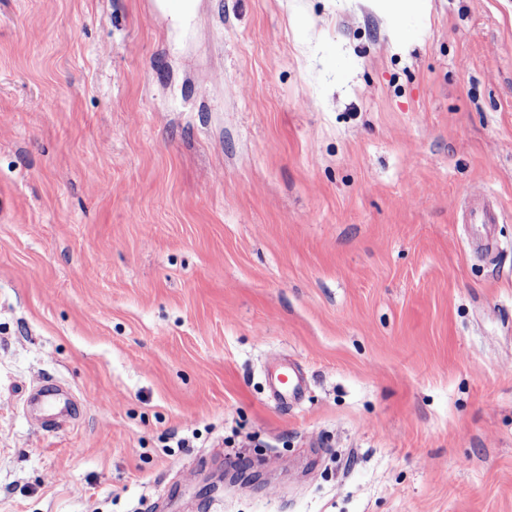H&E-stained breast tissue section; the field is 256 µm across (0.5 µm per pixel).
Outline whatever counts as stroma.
<instances>
[{"label": "stroma", "instance_id": "35a3bbf8", "mask_svg": "<svg viewBox=\"0 0 512 512\" xmlns=\"http://www.w3.org/2000/svg\"><path fill=\"white\" fill-rule=\"evenodd\" d=\"M0 512H512V0H0ZM384 14L397 24L405 15L413 12L417 8L420 0H378ZM497 222L495 211L486 203L473 200L466 204L462 224H470L476 229L484 230V233L472 235L471 242L475 249L483 247L491 240L489 228ZM281 364H273L271 367V378L269 379L270 388L272 391V394L274 397L280 399V400H286L287 398H295L298 391V384L300 383V377L296 374L297 382L295 383L292 375L288 372H281L274 377H272L275 374V371L277 370L278 366ZM288 377V382L286 383V380H284V377Z\"/></svg>", "mask_w": 512, "mask_h": 512}]
</instances>
